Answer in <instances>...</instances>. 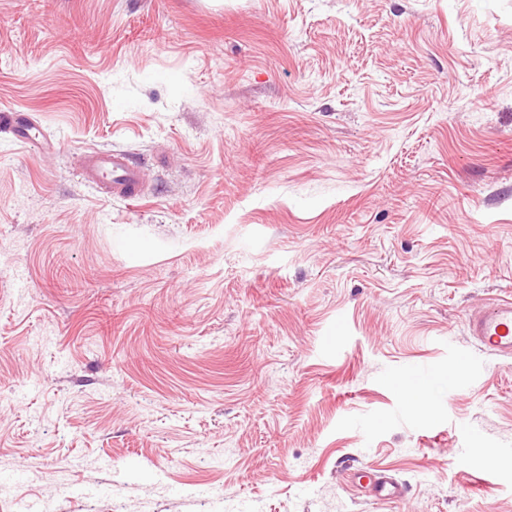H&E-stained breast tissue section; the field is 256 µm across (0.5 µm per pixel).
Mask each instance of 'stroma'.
Returning <instances> with one entry per match:
<instances>
[{"instance_id": "obj_1", "label": "stroma", "mask_w": 512, "mask_h": 512, "mask_svg": "<svg viewBox=\"0 0 512 512\" xmlns=\"http://www.w3.org/2000/svg\"><path fill=\"white\" fill-rule=\"evenodd\" d=\"M1 110L0 512H512V0H0ZM0 124L6 126L17 140H36L42 136L31 119L21 112L3 111L0 113ZM83 179L112 197L138 201L146 194V175L142 167L121 151L90 153L81 167ZM469 335L490 351L512 356V298L490 303L471 313L467 320ZM353 478L368 497L379 501L403 497L404 491L400 484L382 470L366 467L354 472Z\"/></svg>"}]
</instances>
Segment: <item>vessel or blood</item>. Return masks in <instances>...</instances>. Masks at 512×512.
<instances>
[{
    "label": "vessel or blood",
    "mask_w": 512,
    "mask_h": 512,
    "mask_svg": "<svg viewBox=\"0 0 512 512\" xmlns=\"http://www.w3.org/2000/svg\"><path fill=\"white\" fill-rule=\"evenodd\" d=\"M0 124L8 128L15 139L34 140L40 131L24 113H0ZM83 179L96 188L106 190L113 197L137 201L146 194V175L142 167L121 151L90 153L81 167ZM467 328L479 344L490 351L512 356V298L490 303L486 308L471 313ZM353 478L366 496L379 501L402 498L400 484L387 473L363 468Z\"/></svg>",
    "instance_id": "vessel-or-blood-1"
}]
</instances>
